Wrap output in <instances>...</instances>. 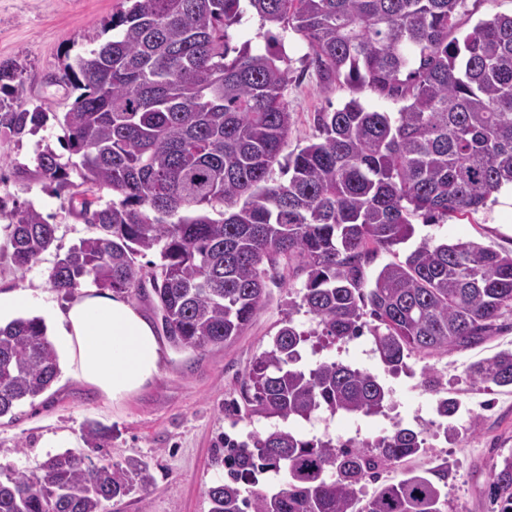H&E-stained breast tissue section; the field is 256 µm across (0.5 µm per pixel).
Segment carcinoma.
I'll use <instances>...</instances> for the list:
<instances>
[{
  "label": "carcinoma",
  "mask_w": 512,
  "mask_h": 512,
  "mask_svg": "<svg viewBox=\"0 0 512 512\" xmlns=\"http://www.w3.org/2000/svg\"><path fill=\"white\" fill-rule=\"evenodd\" d=\"M248 2L269 29L307 44L323 87L353 94L315 116L319 136L288 156L273 180L293 115L283 51L233 48L229 30ZM104 31L112 37L66 64L60 82L78 92L62 126L77 162L51 148L18 169L68 192V205L99 229L56 257L49 283L69 295L87 280L130 297L149 283L162 329L177 349L220 346L242 335L285 267L305 276L291 309L316 328L282 322L253 360L230 412L310 419L317 412L375 416L388 391L378 376L336 361L297 367L311 336L368 332L396 373L413 353L468 347L498 329L512 307V252L474 241H422L375 273L382 251L408 241L412 218L434 224L464 214L512 185V15L461 37L464 0H130ZM0 64V128L22 139L48 120L27 108ZM404 102L397 116L369 111L356 94ZM81 182L70 180L68 168ZM107 190L117 199H103ZM221 209V219L210 212ZM11 258L27 270L56 241L57 226L33 204L9 213ZM157 253L150 272L139 256ZM59 357L43 319L0 325V418L44 394ZM482 384L512 387V350L467 369ZM91 422L83 440L106 447ZM424 449L422 432L398 424L372 446L305 440L278 427L229 440L214 464L227 471L207 490L209 512H443L449 468L384 470ZM284 472L283 488L258 475ZM379 484L362 500V482ZM154 483L149 466H122L69 450L39 471L0 476V512H104ZM493 512H512V455L492 468Z\"/></svg>",
  "instance_id": "cac0c4a2"
}]
</instances>
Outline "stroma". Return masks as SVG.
<instances>
[{"label": "stroma", "mask_w": 512, "mask_h": 512, "mask_svg": "<svg viewBox=\"0 0 512 512\" xmlns=\"http://www.w3.org/2000/svg\"><path fill=\"white\" fill-rule=\"evenodd\" d=\"M126 7L125 0H0V62L13 61L22 67V100L50 114L37 134L17 140L0 131V156L7 160L0 167V199L9 209L30 202L49 215L57 226V244L64 251L94 236L95 228L77 218L48 184L19 180L14 169L33 167L37 151L45 147L61 159H70L56 116L67 110L74 97L58 78L68 59L105 41L104 25ZM282 42L289 72L285 95L293 113L283 151L290 154L318 137L316 113L342 106L351 92L341 83L327 89L320 86L299 35L284 32ZM424 238L473 240L498 251H512V188L504 187L478 210L449 215L437 224H416L412 241L379 253L374 268L404 260L415 242ZM11 253V246L0 245V287L36 290L55 309H63L66 296L49 284L54 253L45 254L26 271L14 266ZM302 284L299 277L268 282L269 302L245 333L230 343L180 351L165 346L159 376L121 404L100 398L66 373H59L47 392L21 403L14 417L0 418V473L37 469L50 453L87 454L82 434L88 423L96 422L112 432L102 451L106 459L118 464L130 459L146 462L155 476L150 487L108 505V512H208L205 492L223 474L213 463L221 439L242 442L276 424L275 419L262 416L233 418L224 406L239 399L248 368L270 347L285 317H293L304 329L314 328L311 316L288 312ZM499 324V330L478 345L414 354L395 374L385 371L370 337L329 345L310 338L301 367L331 359L368 370L379 376L390 398L383 413L376 416L322 411L309 420H289L286 426L307 438L328 435L360 444L374 443L397 423L421 431L424 452L391 466L386 478L398 477L405 467L425 470L448 463L452 475L447 512H487L485 489L491 468L512 454V387L473 383L466 368L497 351L512 349V310L503 311ZM427 371L440 382L437 392L423 386ZM441 396L461 404L444 430L438 427L436 413Z\"/></svg>", "instance_id": "1"}]
</instances>
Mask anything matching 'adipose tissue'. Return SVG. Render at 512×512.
Listing matches in <instances>:
<instances>
[{"label":"adipose tissue","mask_w":512,"mask_h":512,"mask_svg":"<svg viewBox=\"0 0 512 512\" xmlns=\"http://www.w3.org/2000/svg\"><path fill=\"white\" fill-rule=\"evenodd\" d=\"M24 312L49 316L66 373L112 403L126 401L160 373L163 351L152 325L110 291L83 287L57 313L47 312L32 291H0V322Z\"/></svg>","instance_id":"obj_1"}]
</instances>
